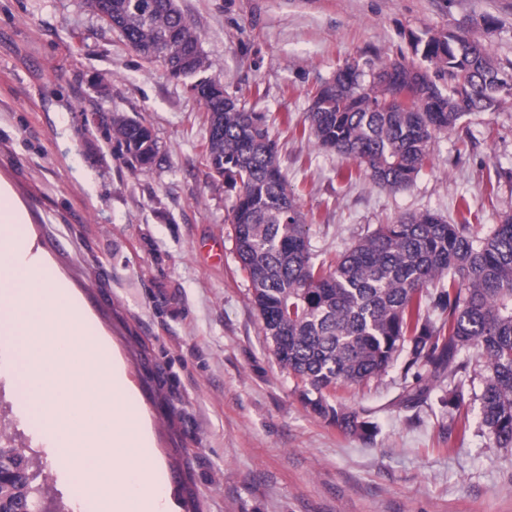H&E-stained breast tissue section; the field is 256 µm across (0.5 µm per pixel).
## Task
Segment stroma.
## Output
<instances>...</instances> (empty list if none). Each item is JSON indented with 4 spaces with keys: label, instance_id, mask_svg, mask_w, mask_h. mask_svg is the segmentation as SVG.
I'll use <instances>...</instances> for the list:
<instances>
[{
    "label": "stroma",
    "instance_id": "1",
    "mask_svg": "<svg viewBox=\"0 0 512 512\" xmlns=\"http://www.w3.org/2000/svg\"><path fill=\"white\" fill-rule=\"evenodd\" d=\"M176 2L225 91L267 115L318 258L408 212L488 230L512 214V182L497 178L512 168V101L467 116L471 142L440 135L396 191L349 176L352 161L298 132L310 89L344 63L397 57L410 35L463 32L512 60V0ZM115 112L151 125L157 164H124L102 124ZM206 136L185 85L82 0H0V183L29 216L33 251L112 343L168 512H512V448L496 446L470 397L469 432L449 434L447 383L412 407L397 367L331 392L376 425L368 441L304 406L252 304L227 220L234 193L207 176ZM15 360L0 335V427L37 463L53 512H94L29 418Z\"/></svg>",
    "mask_w": 512,
    "mask_h": 512
}]
</instances>
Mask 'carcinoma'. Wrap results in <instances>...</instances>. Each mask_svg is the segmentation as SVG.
<instances>
[{"label":"carcinoma","instance_id":"obj_1","mask_svg":"<svg viewBox=\"0 0 512 512\" xmlns=\"http://www.w3.org/2000/svg\"><path fill=\"white\" fill-rule=\"evenodd\" d=\"M114 30L145 60L166 63L192 51L185 77L197 78L194 98L218 115L222 132L207 131L205 157L214 181L237 191L228 218L236 255L246 271L252 304L282 368L304 383V403L350 435L370 439L376 427L328 392L357 387L387 373L400 355L403 372L422 386L405 399H428L430 382L448 381L444 406L472 393L481 425L501 448L512 447V214L484 233L468 221L450 224L424 211L379 224L341 256L315 263L308 228L288 193L276 141L265 116L248 112L221 91L214 63L196 50L199 35L176 0H110ZM405 66L392 60L364 80L359 63H346L311 92L302 134L318 147L355 163V174L390 189L413 184L441 133H464L462 119L512 99V61L495 58L485 41L448 32L409 36ZM411 92L407 110L389 96ZM110 137L128 168L154 163L158 146L146 120L112 113ZM445 314L437 324L425 315ZM0 429V500L10 512L41 506L24 451Z\"/></svg>","mask_w":512,"mask_h":512}]
</instances>
